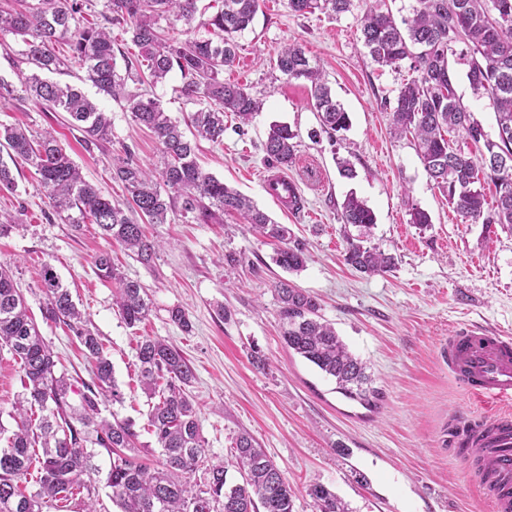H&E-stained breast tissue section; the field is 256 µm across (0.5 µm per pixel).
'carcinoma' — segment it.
<instances>
[{
  "mask_svg": "<svg viewBox=\"0 0 512 512\" xmlns=\"http://www.w3.org/2000/svg\"><path fill=\"white\" fill-rule=\"evenodd\" d=\"M0 9V33L22 43L21 62L32 67L19 73L22 91L44 109L67 113L87 146H96L111 135L108 113L80 89L43 77L75 64L85 69L98 92L115 101L124 100L133 120L149 129L161 145L160 169L146 171L132 160L112 165V177L129 194V205L112 202L85 180L66 149L46 131L33 135L22 127L0 130V191L13 192L16 181L6 159L22 157L35 168L39 185L54 212L78 228L86 221L102 235L150 264L158 245L146 237L138 219L164 224L169 211L180 208L184 217L208 223L216 214L236 213L261 234L283 244L275 253L276 265L288 272L304 267L303 247L289 245V229L278 224L250 199L205 172L196 160L195 146L179 121L152 96L126 91V80L151 85L180 72L181 95L198 106L191 125L198 136L212 142L224 140V114L233 113L246 124L262 109V101L243 85L224 80V69L234 65L238 38L248 30L261 0H222V8L197 19V0H106L102 19L125 24L138 48L135 62L118 72L107 28L86 22L90 0H38L30 6ZM295 13L318 9L334 16L351 10L353 0H288ZM174 19L190 30L194 23L208 29V39L174 40L161 21ZM363 47L381 67L399 68L409 62L418 76L397 91L389 110L391 131L411 134L425 171L448 196V203L465 221L500 224L512 231V0H416L409 16L396 22L378 8L360 18ZM67 51L57 54L56 44ZM463 43L461 60L466 78L478 95L488 98L496 114L497 134L485 131L473 118L455 90L456 75L449 57ZM275 68L286 80L311 84V98L322 132L333 136L349 128V114L331 94L320 67L297 43L278 51ZM453 132L485 152L475 157L452 139ZM296 134L286 124L270 126L264 145L265 161L286 166L295 154ZM7 156H1V152ZM495 187L496 205L487 206L485 185ZM344 226L359 234L346 235L345 261L368 274L390 272L397 258L366 246L375 225L367 204L350 194L342 205ZM99 277L118 284L113 303L127 325L133 326L150 312V300L141 284L117 271L109 253L96 260ZM45 290L43 318L66 323L85 353L95 360L97 387L86 386L79 401L71 400L72 384L55 370L56 361L38 327L28 316L13 274L0 265V347L19 361L22 392L11 404L12 431L0 424V512H43L51 500L67 503L91 491V476L100 473L95 458L105 454L109 465L106 485L122 512H294L292 491L282 471L247 432L235 441L231 462L205 470V481L196 488L190 475L206 456L196 410L188 387L195 379L181 352L161 338H146L136 357L142 386L153 402L147 427L161 449L162 462L152 468L139 457V432L133 421H110L100 416L99 389H112L120 398L112 363L102 343L86 325L81 311L53 268L43 266ZM282 337L288 349L301 356L336 383V392L362 405L376 406L378 391L369 387L366 364L349 352L331 324L319 315L320 305L310 295L281 280L275 288ZM36 468L38 490L26 492L31 468ZM243 472L242 483L227 480L229 468ZM316 512H349L347 505L325 485L307 489Z\"/></svg>",
  "mask_w": 512,
  "mask_h": 512,
  "instance_id": "1",
  "label": "carcinoma"
}]
</instances>
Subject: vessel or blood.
<instances>
[{
	"label": "vessel or blood",
	"instance_id": "b4317fda",
	"mask_svg": "<svg viewBox=\"0 0 512 512\" xmlns=\"http://www.w3.org/2000/svg\"><path fill=\"white\" fill-rule=\"evenodd\" d=\"M447 355L467 391L506 406L465 431L459 448L479 449L477 481L495 512H512V338L471 329L449 338Z\"/></svg>",
	"mask_w": 512,
	"mask_h": 512
}]
</instances>
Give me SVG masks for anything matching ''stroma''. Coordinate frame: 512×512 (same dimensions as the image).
Instances as JSON below:
<instances>
[{
  "instance_id": "35a3bbf8",
  "label": "stroma",
  "mask_w": 512,
  "mask_h": 512,
  "mask_svg": "<svg viewBox=\"0 0 512 512\" xmlns=\"http://www.w3.org/2000/svg\"><path fill=\"white\" fill-rule=\"evenodd\" d=\"M373 3L357 0L352 12L336 18L295 13L288 0H263L252 29L239 39L236 62L224 71L225 80L249 87L263 110L242 127L225 118L223 142H197L207 172L288 225L293 242L304 245L307 262L300 272L273 262L277 242L221 213L197 224L173 211L166 223L146 225L159 248L151 264H142L97 225L77 230L66 224L22 159L10 166L16 192L0 191V211L15 220L0 235V264L12 269L58 370L79 392L92 381V364L74 333L42 317L43 264L70 289L112 362L122 395L119 402L104 401L101 414L141 426L143 461L155 462L160 450L143 429L150 400L135 354L140 341L159 337L179 349L195 372L190 393L208 462L229 459L237 434L250 433L287 478L294 512H316L306 493L316 482L351 512H492L466 476L476 457L460 455L457 441L498 405L465 392L442 351L449 336L466 327L512 337V232L462 221L428 177L413 140L391 135L383 103L415 73L406 65L394 70L371 61L359 40L358 19ZM293 42L319 65L348 112L347 130L332 137L321 132L307 83L285 80L273 68L277 50ZM58 80L76 85L109 113L108 143L85 148L67 113L43 110L19 90L0 99V124L54 132L86 180L125 202L122 184L112 178L114 159L129 156L154 168L157 140L122 104L98 94L80 67ZM275 123L299 134L295 158L284 170L302 198L298 211L274 202L264 187L272 168L263 143ZM340 158L352 164L353 178L340 176ZM350 194L373 210L369 243L397 257L393 271L368 276L346 264L341 212ZM415 207L429 213L428 228L412 224ZM104 252L151 300L148 317L135 326L126 325L114 306L113 283L97 274L95 260ZM282 280L313 296L322 319L366 363L380 393L376 408L344 398L333 380L288 350L275 291ZM175 307L186 311L190 329L171 321Z\"/></svg>"
}]
</instances>
